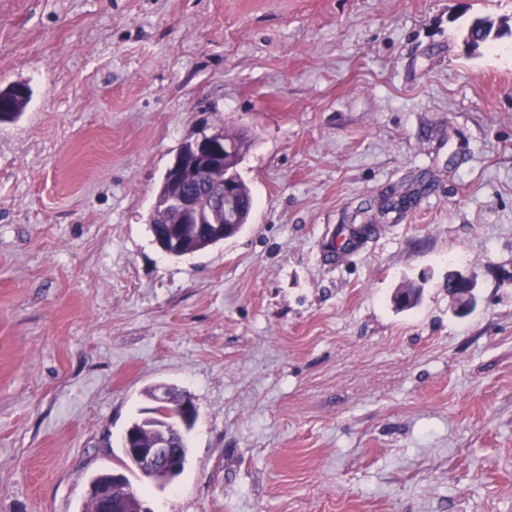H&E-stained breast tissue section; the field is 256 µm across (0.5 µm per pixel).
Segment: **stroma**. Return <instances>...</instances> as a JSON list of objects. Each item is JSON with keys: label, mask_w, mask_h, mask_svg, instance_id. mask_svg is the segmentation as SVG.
I'll use <instances>...</instances> for the list:
<instances>
[{"label": "stroma", "mask_w": 512, "mask_h": 512, "mask_svg": "<svg viewBox=\"0 0 512 512\" xmlns=\"http://www.w3.org/2000/svg\"><path fill=\"white\" fill-rule=\"evenodd\" d=\"M478 19L512 0H0V512H82L159 385L198 417L171 484L129 476L152 512H512V34ZM220 121L254 209L170 256L160 184ZM0 99L4 100L3 109L0 102V123L13 122L20 118L24 108L30 101V90L22 93L17 89V84L0 88ZM171 183L168 180L167 175L165 176L164 189L162 193L156 200L154 214L152 217V224H150V230L161 244L163 240L167 239L170 242V251L166 253L170 256L181 257L185 255H190L195 252L206 249L210 245V242L204 240L203 234L200 235V238L191 245L185 246L183 248H176L172 244V239L176 236L177 224H160L161 219L167 222L173 221L176 218L175 212L172 211H163L160 212V206L162 199L170 192ZM161 218V219H160ZM449 284L452 288L451 295L455 299L460 310H464V307L467 309L475 303V284L471 279L462 275H458Z\"/></svg>", "instance_id": "obj_1"}]
</instances>
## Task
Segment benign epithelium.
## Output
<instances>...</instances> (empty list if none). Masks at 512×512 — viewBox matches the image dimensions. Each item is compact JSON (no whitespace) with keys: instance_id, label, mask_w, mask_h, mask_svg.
<instances>
[{"instance_id":"1","label":"benign epithelium","mask_w":512,"mask_h":512,"mask_svg":"<svg viewBox=\"0 0 512 512\" xmlns=\"http://www.w3.org/2000/svg\"><path fill=\"white\" fill-rule=\"evenodd\" d=\"M233 154L232 146L224 142V135L212 124H204L192 139L191 151L176 153L167 174L183 187L172 196L168 205L176 208L184 224H198L212 238L226 240L236 235L238 202L223 183H209L201 179L205 171L225 165ZM452 297L459 308H468L476 301L474 282L462 275L450 282ZM128 452L147 473L169 478L183 465L181 449L173 447L166 432L154 437L150 448H130ZM123 484L122 475L91 487L89 499L102 505L100 512H147L138 491L125 489L121 495L113 490Z\"/></svg>"}]
</instances>
